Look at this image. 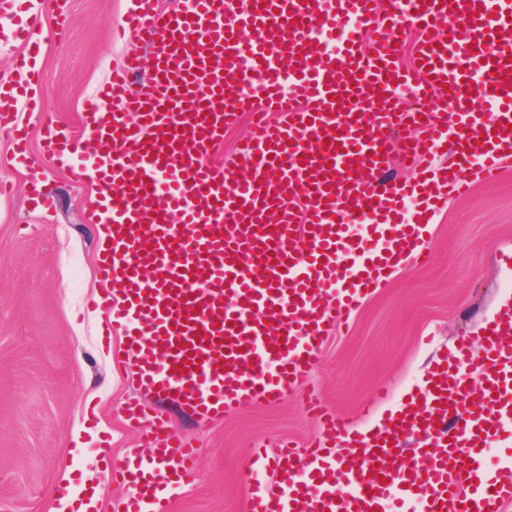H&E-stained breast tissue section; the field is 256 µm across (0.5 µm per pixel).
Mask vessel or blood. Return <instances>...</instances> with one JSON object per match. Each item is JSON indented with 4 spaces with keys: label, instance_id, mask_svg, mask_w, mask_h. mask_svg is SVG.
I'll list each match as a JSON object with an SVG mask.
<instances>
[{
    "label": "vessel or blood",
    "instance_id": "b4317fda",
    "mask_svg": "<svg viewBox=\"0 0 512 512\" xmlns=\"http://www.w3.org/2000/svg\"><path fill=\"white\" fill-rule=\"evenodd\" d=\"M16 2L0 0V32L24 47L0 84V130L22 165L15 106L40 111L45 28L67 17L50 0L21 17ZM124 28L153 66L142 81L126 58L85 101L84 126L111 150L81 161L61 133L47 150L101 189L108 329L122 330L142 387L197 417L300 389L365 296L430 261L433 216L512 161V0H133ZM245 113L238 161L213 164ZM441 152L452 163L430 164ZM396 157L416 177L383 181ZM419 396L371 435L303 392L322 435L250 449L271 479L249 512H505L512 448L492 469L485 449L512 432V314L437 357ZM146 443L150 455L89 469L127 487L124 512H162L166 490L199 476L198 449L167 425Z\"/></svg>",
    "mask_w": 512,
    "mask_h": 512
}]
</instances>
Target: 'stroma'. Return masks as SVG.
I'll return each instance as SVG.
<instances>
[{
  "label": "stroma",
  "instance_id": "stroma-1",
  "mask_svg": "<svg viewBox=\"0 0 512 512\" xmlns=\"http://www.w3.org/2000/svg\"><path fill=\"white\" fill-rule=\"evenodd\" d=\"M130 0H67L69 25L50 31L39 62L42 111H19L29 160H14L0 134V512H49L56 486L83 495L85 466L95 455L120 461L157 418L202 450L200 475L173 492L163 512H247L245 448L282 439L319 437L299 393L216 420L192 417L158 401L132 377L120 334L103 339L106 315L91 300L105 285L97 272L99 195L94 182L73 181L45 149L48 127L87 142L82 104L124 57L150 58L120 33ZM52 191L55 210L29 200ZM433 252L426 267L406 264L370 293L346 330L327 338L308 383L353 429L380 419L416 395L431 358L456 340L476 337L486 316L512 296V268L496 257L512 249V162L494 179L475 181L464 199L449 200L427 230ZM387 385L372 412L364 402ZM143 409L139 425L128 405Z\"/></svg>",
  "mask_w": 512,
  "mask_h": 512
}]
</instances>
